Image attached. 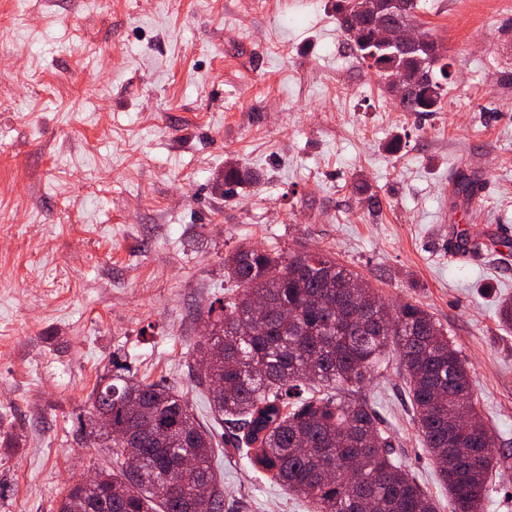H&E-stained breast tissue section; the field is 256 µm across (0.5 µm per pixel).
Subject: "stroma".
I'll return each instance as SVG.
<instances>
[{"instance_id":"obj_1","label":"stroma","mask_w":512,"mask_h":512,"mask_svg":"<svg viewBox=\"0 0 512 512\" xmlns=\"http://www.w3.org/2000/svg\"><path fill=\"white\" fill-rule=\"evenodd\" d=\"M0 0V512H53L108 463L102 376L180 393L215 435L224 512H312L226 445L194 356L242 245L321 250L447 329L512 448V0H420L451 64L436 112L363 68L332 0ZM399 150H391L393 141ZM245 175L232 194L225 166ZM477 180L471 200L454 179ZM475 223L493 246L457 259ZM450 512L395 348L359 392Z\"/></svg>"}]
</instances>
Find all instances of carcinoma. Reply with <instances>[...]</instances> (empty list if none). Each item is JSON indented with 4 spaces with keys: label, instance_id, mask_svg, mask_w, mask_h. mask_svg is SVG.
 <instances>
[{
    "label": "carcinoma",
    "instance_id": "carcinoma-1",
    "mask_svg": "<svg viewBox=\"0 0 512 512\" xmlns=\"http://www.w3.org/2000/svg\"><path fill=\"white\" fill-rule=\"evenodd\" d=\"M418 0H336L346 35L348 17L360 24L384 12L392 22L417 23ZM418 60L402 67L390 49L351 40L357 58L382 80L394 68L420 78L409 112H436L450 73L429 53L435 40L420 32ZM472 224L462 246H485ZM233 282L224 317L213 322L200 354L215 418L236 431L238 447L288 492L315 512H436L434 499L392 457L380 418L351 393L394 345L403 367L413 422L448 490L452 512H484L493 477L506 449L476 408L470 371L448 334L416 304L391 307L371 284L332 257L314 252L273 254L240 246L224 257ZM271 314L252 319L255 300ZM112 415L103 436L111 466L95 483L78 479L57 512H198L209 492L208 512H222L224 491L212 463L214 437L183 396L161 383L117 375L92 392L87 428ZM193 460L180 468L182 455Z\"/></svg>",
    "mask_w": 512,
    "mask_h": 512
}]
</instances>
